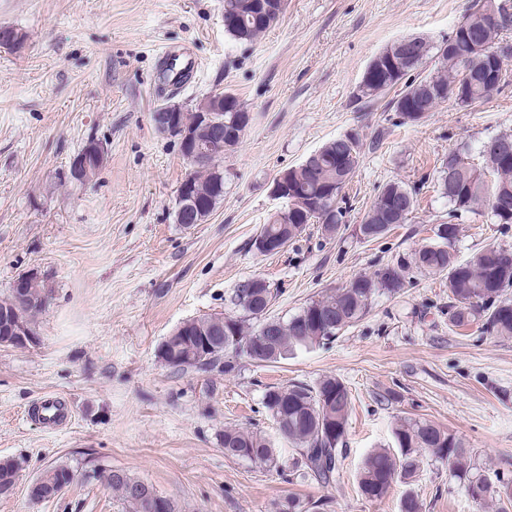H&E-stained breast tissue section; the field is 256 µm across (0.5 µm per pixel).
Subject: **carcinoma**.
<instances>
[{
  "mask_svg": "<svg viewBox=\"0 0 512 512\" xmlns=\"http://www.w3.org/2000/svg\"><path fill=\"white\" fill-rule=\"evenodd\" d=\"M492 0H471L466 12L467 30L455 28V44L448 50L447 42L430 45L421 37H413L412 53L389 64L393 46L386 47L377 56L383 68V79L377 86L361 84L353 95V103L360 108L371 107L386 95L390 112H397L403 123L415 124L418 119L399 111V106L410 99H419L424 112L432 111L445 99L427 92V86H456L459 94L451 105L461 110L474 108L509 86L503 76L498 86L487 88L483 66L490 62L472 59L471 44H494L501 35L511 31L503 23L485 24L484 11ZM224 10L230 13L224 31L239 42H252L270 30L280 19L274 14L267 24L259 26L251 21L255 0H224ZM435 60V68L423 74L419 68L426 59ZM208 112L222 128L224 149L232 150L240 143L249 123L250 113L233 93L216 90L203 98L191 111L177 113L178 123L199 140L207 131L201 128L199 114ZM363 140L345 134L328 141L308 164L288 169L289 198L292 204L271 214L262 225L252 247L263 255L273 249H263L270 242L275 247L288 246L310 224L320 226L322 234L336 236L347 208L344 189L354 176L360 162ZM512 150V134H501L488 141L483 148L484 166L477 167L464 153L448 152L437 168V192L450 205L448 220L435 225L434 241L421 246L410 256L394 264L378 267L371 274H358L345 286L310 300L299 312L288 319L270 315L269 310L277 296L270 282L262 288H251L242 283L229 297L234 315H209L177 327L171 339L161 343V360L175 355L190 356L202 353L208 361L198 365L189 360L170 363L182 371L202 370L223 366L230 374L234 362L227 354L244 356L263 365L277 363L301 350L324 345L340 332L358 324L371 311L380 295L395 296L406 286L410 271L440 275L448 287V326L451 328L478 325L490 336L512 338V249L489 246L460 261L453 246L459 236V225L453 219L462 213H489L500 224H512V210L500 207L502 196L512 198V163H501L498 151ZM222 157L205 158L191 167L181 182L178 193L189 190L205 208L208 217L224 201V168ZM416 188L402 182L386 184L379 196L363 215L358 235L366 241L383 238L398 224H404L413 211ZM46 289L43 281L30 279L26 294L15 291L0 300V313L12 314L27 326L42 311ZM263 404L280 433L295 447L292 473L296 478L313 479L323 486L336 483L339 478L340 458L351 406V393L345 383L325 376L313 386L305 383L276 385L267 388ZM396 448H377L362 461L357 473L358 488L370 501L381 499L396 482L408 483L425 465L434 462L451 466V474L466 489L478 506L493 503L497 512L512 508V478L498 471L485 474L475 456L465 448L460 438L450 431L420 419H406L394 430ZM224 454L246 460L267 471L285 472L283 463L270 441L242 428L227 427L221 440ZM108 486L118 491L131 512H156V498L160 493L153 485L130 476L123 470H111ZM18 466L10 460L0 461V495L14 489ZM74 472L65 465L46 469L34 483L40 485L42 498L50 499L57 491L70 485ZM418 495L407 491L399 502V512H422Z\"/></svg>",
  "mask_w": 512,
  "mask_h": 512,
  "instance_id": "carcinoma-1",
  "label": "carcinoma"
}]
</instances>
